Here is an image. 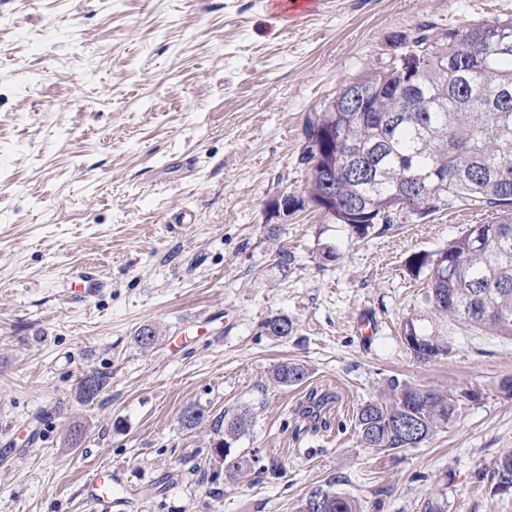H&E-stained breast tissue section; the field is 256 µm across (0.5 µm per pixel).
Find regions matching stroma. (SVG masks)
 <instances>
[{
	"label": "stroma",
	"mask_w": 512,
	"mask_h": 512,
	"mask_svg": "<svg viewBox=\"0 0 512 512\" xmlns=\"http://www.w3.org/2000/svg\"><path fill=\"white\" fill-rule=\"evenodd\" d=\"M510 18L512 0H319L292 22L272 0H0V512H94L96 465L118 476L112 512H298L328 482L362 512H421L431 489L446 512H512L490 479L512 450V340L456 327L424 366L400 336L427 285L409 256L489 214L360 239L308 202L300 162L307 122L422 25ZM91 266L103 290L70 300L66 274ZM286 361L308 376L280 389ZM91 372L109 383L85 403ZM392 376L475 398L378 451L356 410ZM242 408L231 453L253 468L231 476L213 444Z\"/></svg>",
	"instance_id": "obj_1"
}]
</instances>
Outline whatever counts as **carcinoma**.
<instances>
[{
	"mask_svg": "<svg viewBox=\"0 0 512 512\" xmlns=\"http://www.w3.org/2000/svg\"><path fill=\"white\" fill-rule=\"evenodd\" d=\"M414 43L427 45L360 82L364 111L346 99L309 122L301 162L308 166V200L321 204L331 193L328 218L359 237L376 225L423 222L443 210L490 211L492 221L467 228L448 246L414 253L408 270L429 271L421 304L443 323L512 339V20L439 30L423 27ZM264 328L285 338L294 322L272 315ZM400 332L414 358L430 363L451 352L444 332L428 330L418 316ZM307 369L282 362L271 381L301 384ZM473 396L388 379L381 398L361 405L356 422L368 448H415L453 425L463 400ZM253 414L239 409L224 418V438L214 444L225 470L234 475L248 462L231 456L232 441L249 429ZM498 491L512 489V451L492 471ZM300 512H362L348 495L321 488Z\"/></svg>",
	"mask_w": 512,
	"mask_h": 512,
	"instance_id": "carcinoma-1",
	"label": "carcinoma"
}]
</instances>
